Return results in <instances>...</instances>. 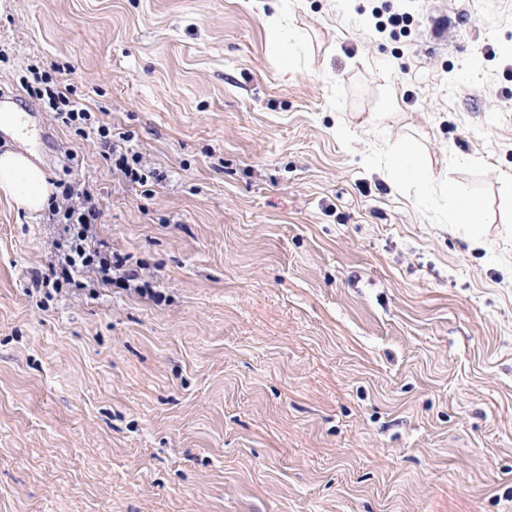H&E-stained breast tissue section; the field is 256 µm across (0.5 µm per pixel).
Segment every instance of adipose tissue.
<instances>
[{
    "mask_svg": "<svg viewBox=\"0 0 512 512\" xmlns=\"http://www.w3.org/2000/svg\"><path fill=\"white\" fill-rule=\"evenodd\" d=\"M52 191L45 172L26 155L9 149L0 152V192L9 197L17 209L38 214Z\"/></svg>",
    "mask_w": 512,
    "mask_h": 512,
    "instance_id": "1",
    "label": "adipose tissue"
}]
</instances>
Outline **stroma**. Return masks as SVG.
Instances as JSON below:
<instances>
[{"instance_id":"stroma-1","label":"stroma","mask_w":512,"mask_h":512,"mask_svg":"<svg viewBox=\"0 0 512 512\" xmlns=\"http://www.w3.org/2000/svg\"><path fill=\"white\" fill-rule=\"evenodd\" d=\"M505 44L512 0H0V152L163 295H47L58 228L0 194V512H512ZM34 92L36 96L46 95L54 105L56 108V110L54 109L55 112L52 113L54 114V120L61 119L64 123H82L88 129L84 130V136H86V138L91 136L92 140L96 141V143L100 145L105 155L111 157L117 155L119 152L120 154L116 159V165L128 181L133 183H143L147 180V175L140 169L131 166L128 162L127 155L125 153H121L123 150L122 144L125 142V137L122 134H119L117 138L113 135L112 139V131L109 128L102 125L96 126L94 124L96 121H91V113L88 112L87 109L83 108L79 102H71L58 86H46L44 90L38 88L35 89ZM58 104L67 106L69 109L65 112L63 109H60Z\"/></svg>"}]
</instances>
